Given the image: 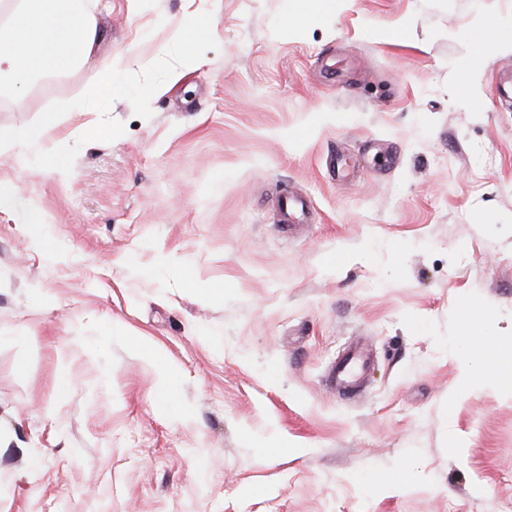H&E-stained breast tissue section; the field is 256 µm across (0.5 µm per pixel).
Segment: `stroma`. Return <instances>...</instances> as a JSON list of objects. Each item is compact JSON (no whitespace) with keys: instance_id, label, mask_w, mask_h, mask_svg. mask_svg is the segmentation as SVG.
I'll return each mask as SVG.
<instances>
[{"instance_id":"stroma-1","label":"stroma","mask_w":512,"mask_h":512,"mask_svg":"<svg viewBox=\"0 0 512 512\" xmlns=\"http://www.w3.org/2000/svg\"><path fill=\"white\" fill-rule=\"evenodd\" d=\"M85 4L87 66L0 101V512H512V386L471 378L462 330L512 365V49L478 68L473 38L512 0ZM101 66L50 134L69 167L21 171L9 133ZM355 341L347 400L326 375ZM88 85L89 94L85 99V106L81 107L90 110L94 106L96 93L101 90L112 89L114 85L112 69L103 67L91 70L88 76ZM306 207L307 203L304 197L289 191L282 207L283 224L288 228L295 225L304 216ZM144 355L155 364V381L152 387L154 398L169 400L172 388V377L167 367L157 358L154 349L149 345H143Z\"/></svg>"}]
</instances>
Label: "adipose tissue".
<instances>
[{
  "label": "adipose tissue",
  "instance_id": "obj_1",
  "mask_svg": "<svg viewBox=\"0 0 512 512\" xmlns=\"http://www.w3.org/2000/svg\"><path fill=\"white\" fill-rule=\"evenodd\" d=\"M0 81L24 83L88 61L100 33L93 13L64 0H0Z\"/></svg>",
  "mask_w": 512,
  "mask_h": 512
}]
</instances>
